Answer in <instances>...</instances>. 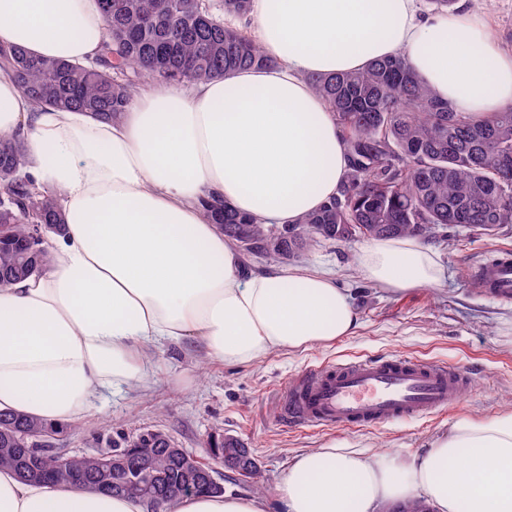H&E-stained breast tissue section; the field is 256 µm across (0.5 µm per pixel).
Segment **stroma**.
Wrapping results in <instances>:
<instances>
[{"label": "stroma", "instance_id": "1", "mask_svg": "<svg viewBox=\"0 0 512 512\" xmlns=\"http://www.w3.org/2000/svg\"><path fill=\"white\" fill-rule=\"evenodd\" d=\"M434 246L444 267L443 283L407 293L364 281L351 242L320 240L288 262L243 256L249 271L288 264L332 272L352 295L362 328L331 347L274 353L248 367L224 366L194 340L170 345L155 352V373L145 385L103 394L81 421L65 425L55 447L70 455L92 454L121 438L158 430L206 460L210 436L233 437L250 449L257 468L243 475L220 465L217 480L225 493L268 497V512H277L272 495L291 462L304 451L334 441L390 453L415 452L458 417L487 418L512 407V302L486 297L468 279L475 262L512 251V224L492 236L455 228ZM391 354L442 360L472 370L475 378L455 408L407 422L329 430L286 429L279 424L275 397L291 376L311 365Z\"/></svg>", "mask_w": 512, "mask_h": 512}]
</instances>
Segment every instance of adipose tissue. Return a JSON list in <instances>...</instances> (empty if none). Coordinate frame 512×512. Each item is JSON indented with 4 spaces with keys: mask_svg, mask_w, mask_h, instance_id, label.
Wrapping results in <instances>:
<instances>
[{
    "mask_svg": "<svg viewBox=\"0 0 512 512\" xmlns=\"http://www.w3.org/2000/svg\"><path fill=\"white\" fill-rule=\"evenodd\" d=\"M255 39L273 58L190 89L141 85L123 119L36 108L0 69V134L28 144L26 170L55 192L63 233L41 274L0 288V410L46 425L81 419L102 393L146 382L148 347L185 339L228 366L327 347L360 314L315 267L246 271L201 208L217 198L266 224H294L335 196L349 160L310 76L404 55L459 111L512 106V50L486 12L453 18L418 0H252ZM97 0H0V44L86 63L102 52ZM361 276L396 290L439 285L419 237L360 244ZM280 512H377L422 499L433 512H512V408L459 417L405 459L329 444L299 454L275 490ZM127 496L25 482L0 469V512H146ZM172 512H266L257 496L207 494Z\"/></svg>",
    "mask_w": 512,
    "mask_h": 512,
    "instance_id": "obj_1",
    "label": "adipose tissue"
}]
</instances>
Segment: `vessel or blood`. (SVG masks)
Listing matches in <instances>:
<instances>
[{"label": "vessel or blood", "instance_id": "1", "mask_svg": "<svg viewBox=\"0 0 512 512\" xmlns=\"http://www.w3.org/2000/svg\"><path fill=\"white\" fill-rule=\"evenodd\" d=\"M485 293L512 300V253L475 266ZM472 383L468 368L402 355L354 357L314 366L278 390V418L286 427L365 428L442 413Z\"/></svg>", "mask_w": 512, "mask_h": 512}]
</instances>
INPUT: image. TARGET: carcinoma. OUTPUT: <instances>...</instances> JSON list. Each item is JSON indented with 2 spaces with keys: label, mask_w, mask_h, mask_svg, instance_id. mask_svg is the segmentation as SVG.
Returning a JSON list of instances; mask_svg holds the SVG:
<instances>
[{
  "label": "carcinoma",
  "mask_w": 512,
  "mask_h": 512,
  "mask_svg": "<svg viewBox=\"0 0 512 512\" xmlns=\"http://www.w3.org/2000/svg\"><path fill=\"white\" fill-rule=\"evenodd\" d=\"M109 43L92 66L38 58L19 47H0V67L39 107L73 108L110 121L124 116L144 82L189 85L241 68L272 64L242 30L227 22L247 16L251 0H99ZM344 134L350 169L338 194L293 225L273 227L230 206H201L224 236L250 246L248 254L289 260L317 238L355 241L394 236L433 238L462 227L493 235L512 224V107L482 119L460 112L421 81L402 55L380 58L360 70L309 77ZM23 136L0 134V286L43 271L49 263L39 232L58 233L64 218L56 194L25 176ZM45 425L19 412H0V448L42 470L54 487L65 455L27 450L31 433ZM165 444L150 431L128 442L152 469L167 510L171 489L186 477ZM112 452L83 456V480L98 482Z\"/></svg>",
  "instance_id": "obj_1"
}]
</instances>
